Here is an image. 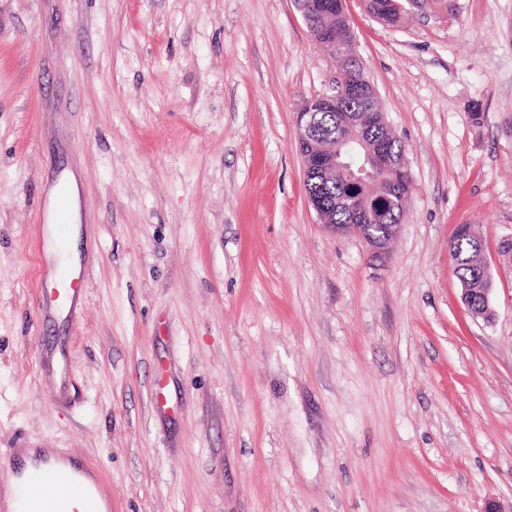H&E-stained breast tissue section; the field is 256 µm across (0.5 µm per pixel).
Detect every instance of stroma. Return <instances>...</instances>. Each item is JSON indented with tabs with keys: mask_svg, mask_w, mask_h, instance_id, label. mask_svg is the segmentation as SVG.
Masks as SVG:
<instances>
[{
	"mask_svg": "<svg viewBox=\"0 0 512 512\" xmlns=\"http://www.w3.org/2000/svg\"><path fill=\"white\" fill-rule=\"evenodd\" d=\"M343 7L411 175L383 253L309 202L297 115L338 62L295 0H0V457L59 449L112 512H512V0ZM69 178L87 296L40 335L39 199ZM470 225L464 224L459 227L450 243V254L456 266L459 280L462 286V300L466 302V295L470 292L467 288H481L480 294L484 298V311L476 312L478 308H482V297L480 294L470 293L472 297L471 305L475 309L470 313L474 318H481L489 321V305L490 294L492 291L493 281L486 262L483 261L481 276L478 274V264L481 261L480 243L474 239L468 232ZM487 283L488 288L482 279Z\"/></svg>",
	"mask_w": 512,
	"mask_h": 512,
	"instance_id": "1",
	"label": "stroma"
}]
</instances>
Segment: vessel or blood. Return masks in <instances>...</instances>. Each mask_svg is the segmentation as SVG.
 I'll return each instance as SVG.
<instances>
[{
  "instance_id": "b4317fda",
  "label": "vessel or blood",
  "mask_w": 512,
  "mask_h": 512,
  "mask_svg": "<svg viewBox=\"0 0 512 512\" xmlns=\"http://www.w3.org/2000/svg\"><path fill=\"white\" fill-rule=\"evenodd\" d=\"M44 235L51 252L43 253L39 273L37 327L50 325L60 314H71L85 298V282L68 262L56 261L71 245V201L66 194L50 200ZM8 465L19 480L13 512H112V497L90 469L70 463L54 448L39 451L35 464H26L22 449H12Z\"/></svg>"
}]
</instances>
